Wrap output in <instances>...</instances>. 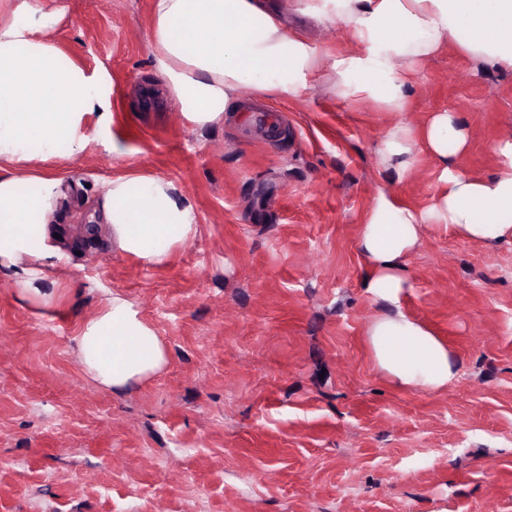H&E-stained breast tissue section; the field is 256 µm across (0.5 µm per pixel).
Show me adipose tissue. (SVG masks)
<instances>
[{"instance_id": "adipose-tissue-1", "label": "adipose tissue", "mask_w": 512, "mask_h": 512, "mask_svg": "<svg viewBox=\"0 0 512 512\" xmlns=\"http://www.w3.org/2000/svg\"><path fill=\"white\" fill-rule=\"evenodd\" d=\"M322 22L347 25L359 52L337 53L332 69L339 92L366 98L388 112L406 108L411 77L421 61L456 44L484 69L512 70V0H293ZM44 0H0V271L18 294L49 301L38 280L64 262L51 221L74 186L72 178L26 169L36 155L74 157L87 147L88 115L99 132L112 120L104 78L77 65L54 44ZM153 65L185 120L203 129L224 120L243 90L282 97L305 89L320 68L317 49L288 33L267 0H153ZM440 168L428 210L416 211L379 194L360 235L369 273L367 292L398 304L410 286L404 259L433 220L458 236L493 244L512 240V142L498 145V164L486 176L461 172L469 146L463 121L436 112L420 130L400 124L382 143L383 160L398 177L415 147ZM110 239L150 265L165 264L197 232L192 201L170 181L142 171L109 180L98 200ZM84 371L103 388L143 382L168 363V352L135 306L112 297L79 327ZM369 345L377 363L404 388L436 390L456 374L445 343L403 313L376 320Z\"/></svg>"}]
</instances>
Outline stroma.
Wrapping results in <instances>:
<instances>
[{
	"mask_svg": "<svg viewBox=\"0 0 512 512\" xmlns=\"http://www.w3.org/2000/svg\"><path fill=\"white\" fill-rule=\"evenodd\" d=\"M45 2L61 13L58 47L108 75L112 123L97 135L89 115L86 151L42 162L83 184L58 221L81 245L43 280L49 304L0 277V512H512V242L422 225L395 308L364 288L358 247L379 192L434 201L440 170L423 149L405 178L383 164L391 126L456 113L470 133L460 169L489 175L512 140V71L452 44L421 64L405 112H385L336 87L333 55L359 48L349 27L271 0L323 53L320 71L270 97L275 125L238 111L197 130L152 65V0ZM135 169L197 212L161 266L113 245L94 203ZM115 295L169 352L122 392L84 372L75 340ZM397 308L455 356L445 388L400 387L377 365L368 330Z\"/></svg>",
	"mask_w": 512,
	"mask_h": 512,
	"instance_id": "stroma-1",
	"label": "stroma"
}]
</instances>
